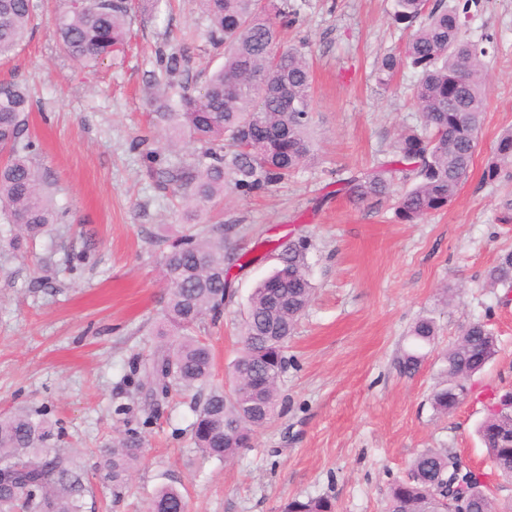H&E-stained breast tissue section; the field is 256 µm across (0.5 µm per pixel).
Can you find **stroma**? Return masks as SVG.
I'll return each instance as SVG.
<instances>
[{
    "instance_id": "stroma-1",
    "label": "stroma",
    "mask_w": 512,
    "mask_h": 512,
    "mask_svg": "<svg viewBox=\"0 0 512 512\" xmlns=\"http://www.w3.org/2000/svg\"><path fill=\"white\" fill-rule=\"evenodd\" d=\"M35 2L33 30L0 62V80L31 92L32 160L59 222L16 248L0 221V414L38 411L59 423V448L90 481L84 512H146L163 484L185 491L188 512H281L290 498L320 495L336 512H382L390 484L426 448L455 449L496 500L512 499L476 435L494 395L512 390V287L487 280L512 250V176L483 178L512 130V0H480L471 13L467 37L489 43L479 146L452 202L417 224L398 220L393 201L369 207L335 193L337 178L390 159L397 133L420 123L412 69L389 87L376 82L378 61L408 38L394 0H301L284 42L313 64L315 150L288 180L225 191L209 213L211 223L233 225L232 244L253 258L233 268L222 317L204 323L216 382L228 380L249 296L278 264L276 244L306 240L314 294L288 340L275 417L228 463L194 448L191 397L148 401L137 389L162 343V259L188 209L161 172L202 151L189 140L167 150L152 126L160 57L184 58L167 89L175 97L203 86L224 46L209 38L199 0H162L152 14L132 8L122 58L89 68L60 45L52 18L64 0ZM445 287L458 291L448 307ZM422 316L435 318L438 336L409 376L399 361ZM477 320L495 332L499 353L471 379L467 399L438 414L430 396L442 356ZM116 427L146 441L118 501L97 471Z\"/></svg>"
}]
</instances>
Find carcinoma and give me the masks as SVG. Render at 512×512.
Instances as JSON below:
<instances>
[{"mask_svg":"<svg viewBox=\"0 0 512 512\" xmlns=\"http://www.w3.org/2000/svg\"><path fill=\"white\" fill-rule=\"evenodd\" d=\"M479 0H395V21L410 34L403 51L384 56L377 82L390 85L397 71L415 70L413 104L421 128L402 130L393 156L370 169L336 180V194L356 204L394 197L395 213L416 223L437 212L457 195L477 150V133L489 100L486 49L466 40L462 31ZM210 20L209 38L224 43V63L196 95L176 101L155 99V121L171 144L189 139L207 145L193 165H175L166 180L183 188L192 202L187 218L205 214L224 195V185L249 193L267 187L301 168L313 155L308 125L312 112V71L307 54L284 45L275 14L294 22L298 9L288 0H202ZM33 0H0V59L25 40L35 16ZM128 0H82L54 17L65 52L83 65L123 51L129 29ZM31 102L19 83L0 82V216L20 233L35 237L51 230L58 212L42 186L26 138ZM232 149L224 154V147ZM512 166V131L496 143L484 178L499 179ZM412 183L394 195L396 180ZM233 226L211 224L199 232L187 227L169 243L163 256L168 285L159 335L165 344L144 363L139 389L166 398L191 392L196 420L195 447L219 461L251 447L255 432L274 417L278 382L285 371V347L308 308L313 286L306 246H281L278 266L253 289L242 321L241 352L233 361V385H214L213 354L196 328L223 312L233 266L244 267L246 253L231 246ZM494 285L512 284V252L488 273ZM437 334L432 317L419 318L410 330L411 347L401 360L408 375L418 371L422 350ZM498 353L485 324L467 326L444 354L443 380L431 395L440 414L452 412L468 395L466 381ZM487 454L503 479L512 476V393L501 394L477 428ZM61 433L41 414L17 411L0 415V512H83L88 492L84 473L55 448ZM145 442L135 431L120 433L105 445L102 471L118 501L127 492L132 471L143 459ZM473 494L474 512H512L484 489L479 475L464 466L451 448H426L411 461L407 476L393 482L384 512H448V503ZM148 512H187L182 492L162 486L152 494ZM283 512H335L327 496L294 498Z\"/></svg>","mask_w":512,"mask_h":512,"instance_id":"cac0c4a2","label":"carcinoma"}]
</instances>
